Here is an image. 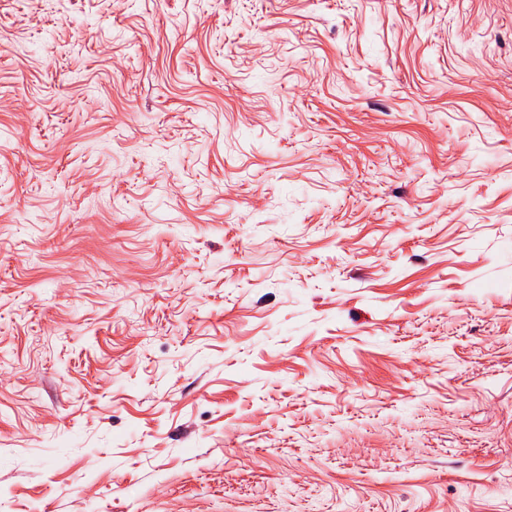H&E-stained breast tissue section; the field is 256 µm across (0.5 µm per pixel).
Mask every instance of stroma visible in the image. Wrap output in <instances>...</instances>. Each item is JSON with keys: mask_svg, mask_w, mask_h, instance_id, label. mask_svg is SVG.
Returning <instances> with one entry per match:
<instances>
[{"mask_svg": "<svg viewBox=\"0 0 512 512\" xmlns=\"http://www.w3.org/2000/svg\"><path fill=\"white\" fill-rule=\"evenodd\" d=\"M0 512H512V0H0Z\"/></svg>", "mask_w": 512, "mask_h": 512, "instance_id": "obj_1", "label": "stroma"}]
</instances>
